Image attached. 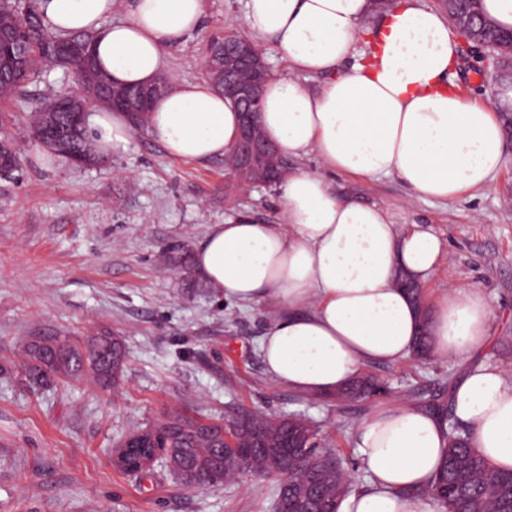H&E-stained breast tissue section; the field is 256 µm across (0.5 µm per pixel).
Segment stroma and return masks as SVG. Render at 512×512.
<instances>
[{"label": "stroma", "instance_id": "1", "mask_svg": "<svg viewBox=\"0 0 512 512\" xmlns=\"http://www.w3.org/2000/svg\"><path fill=\"white\" fill-rule=\"evenodd\" d=\"M223 27L242 29L240 0H206L203 29L169 52L170 80H202L203 47ZM455 80L470 100L494 92L478 55L460 62ZM70 86L53 69L30 86L26 106L0 118V134L23 159L13 178H0V512H274L277 477L190 490L161 462L146 477L119 471L113 450L175 412L226 419L244 410L305 416L348 466L358 460L354 429L374 409L447 400L450 382L473 362L512 373V131L506 167L462 201L414 198L395 175H329L344 198L384 206L391 223L440 237L444 257L425 297L451 284L477 288L494 312L483 351L367 365L387 393L339 405L270 382L257 346L272 309H240L195 270L165 262L194 255L208 225L241 215L279 222L276 189L242 190L223 159L170 158L143 131L89 166L40 149L29 109ZM104 330L127 354L117 390L37 386L18 366L15 353L31 336Z\"/></svg>", "mask_w": 512, "mask_h": 512}]
</instances>
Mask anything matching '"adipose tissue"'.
I'll use <instances>...</instances> for the list:
<instances>
[{
    "instance_id": "obj_1",
    "label": "adipose tissue",
    "mask_w": 512,
    "mask_h": 512,
    "mask_svg": "<svg viewBox=\"0 0 512 512\" xmlns=\"http://www.w3.org/2000/svg\"><path fill=\"white\" fill-rule=\"evenodd\" d=\"M113 0H43L51 29L95 34L94 60L113 83L146 84L169 65V49L201 30L205 0H130L111 22ZM371 0H244L243 23L258 46H272L289 74L267 81L260 122L289 157L316 152L320 172L285 175L277 185L281 221L249 217L209 225L194 255L196 273L247 308H276L260 339L267 377L314 396L344 388L371 363L410 359L419 313L399 274L427 284L442 241L413 224L389 222L384 209L339 197L340 173L399 176L414 197L460 199L488 187L507 164L498 115L512 111V86L480 104L463 100L453 80L459 38L425 0H394L371 20ZM371 50L348 58L357 40ZM324 76L318 93L304 84ZM89 125L99 149H127L134 128L121 113L95 108ZM240 114L205 82H177L156 99L146 131L176 159L230 154ZM493 312L476 288L448 287L430 303L431 354L470 356L488 343ZM456 417L496 469L512 470V381L494 366L469 371L452 390ZM365 475L338 512H444L413 497L439 471L447 427L406 404L374 411L355 429Z\"/></svg>"
}]
</instances>
